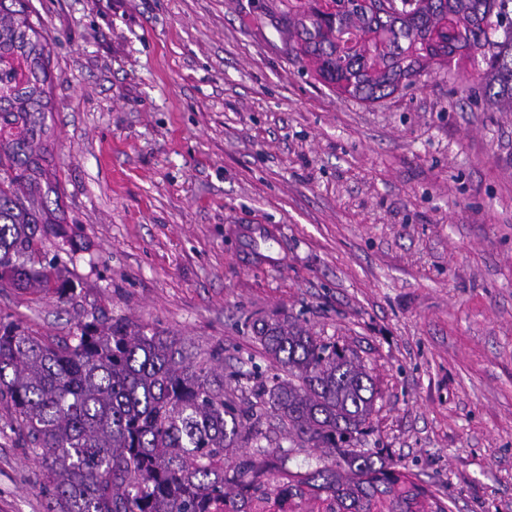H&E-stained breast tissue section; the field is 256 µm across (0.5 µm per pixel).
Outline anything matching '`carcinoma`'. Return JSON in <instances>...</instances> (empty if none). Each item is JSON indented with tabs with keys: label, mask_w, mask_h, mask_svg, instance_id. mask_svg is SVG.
I'll return each instance as SVG.
<instances>
[{
	"label": "carcinoma",
	"mask_w": 512,
	"mask_h": 512,
	"mask_svg": "<svg viewBox=\"0 0 512 512\" xmlns=\"http://www.w3.org/2000/svg\"><path fill=\"white\" fill-rule=\"evenodd\" d=\"M315 2L280 0L279 21L296 59L339 93L377 101L477 47L484 94L512 103V0H396L397 15L382 0H337L332 18ZM53 80L30 0H0V282L62 300L74 288L36 260L38 242L64 237L47 205ZM252 330L283 373L256 374L244 412L224 393L221 345L192 357L175 335L96 316L49 340L0 317V399L48 483L46 512H448L362 447L375 390L354 353L296 324ZM269 411L292 447L323 449L305 471H291L288 450L269 460Z\"/></svg>",
	"instance_id": "carcinoma-1"
}]
</instances>
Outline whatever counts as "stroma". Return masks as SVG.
<instances>
[{
	"label": "stroma",
	"mask_w": 512,
	"mask_h": 512,
	"mask_svg": "<svg viewBox=\"0 0 512 512\" xmlns=\"http://www.w3.org/2000/svg\"><path fill=\"white\" fill-rule=\"evenodd\" d=\"M50 34L69 299L0 287V317L72 336L124 317L224 348L225 390L275 373L249 326L354 351L363 439L449 512H512V109L473 61L375 102L290 54L273 0H31ZM0 403V512H46Z\"/></svg>",
	"instance_id": "35a3bbf8"
}]
</instances>
